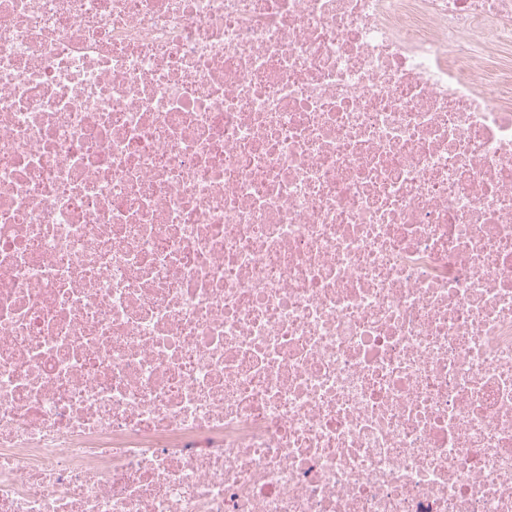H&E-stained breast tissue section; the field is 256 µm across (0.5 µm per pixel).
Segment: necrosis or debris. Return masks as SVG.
<instances>
[{"label": "necrosis or debris", "instance_id": "4bbe7bcc", "mask_svg": "<svg viewBox=\"0 0 512 512\" xmlns=\"http://www.w3.org/2000/svg\"><path fill=\"white\" fill-rule=\"evenodd\" d=\"M0 512H512V0H0Z\"/></svg>", "mask_w": 512, "mask_h": 512}]
</instances>
